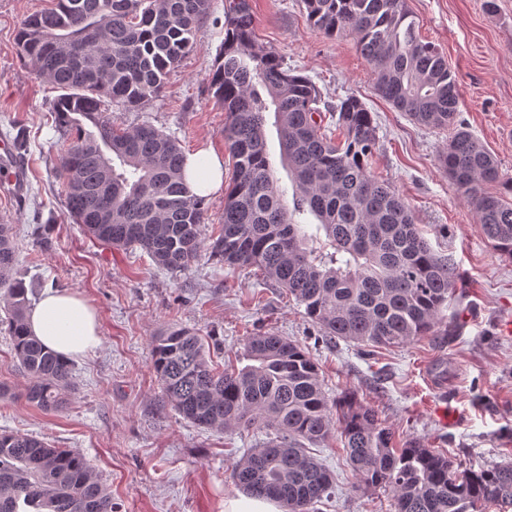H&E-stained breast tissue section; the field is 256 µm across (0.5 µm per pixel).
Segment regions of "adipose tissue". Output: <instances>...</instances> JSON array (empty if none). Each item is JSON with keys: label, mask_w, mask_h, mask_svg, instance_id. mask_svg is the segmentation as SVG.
Masks as SVG:
<instances>
[{"label": "adipose tissue", "mask_w": 512, "mask_h": 512, "mask_svg": "<svg viewBox=\"0 0 512 512\" xmlns=\"http://www.w3.org/2000/svg\"><path fill=\"white\" fill-rule=\"evenodd\" d=\"M186 180L194 193L206 196L224 185V161L207 149L186 158ZM28 328L45 347L72 360L100 343L98 316L82 298L70 291L47 289L28 316Z\"/></svg>", "instance_id": "1"}]
</instances>
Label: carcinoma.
<instances>
[{
	"label": "carcinoma",
	"mask_w": 512,
	"mask_h": 512,
	"mask_svg": "<svg viewBox=\"0 0 512 512\" xmlns=\"http://www.w3.org/2000/svg\"><path fill=\"white\" fill-rule=\"evenodd\" d=\"M309 23L328 37L352 36L373 66L375 89L415 123L450 128L440 169L464 193L494 251L512 258V180L493 155L457 125L456 80L439 50L419 35L406 0H303ZM210 0H54L26 17L16 36L22 58L63 94L56 125L70 135L58 174L68 215L98 242L139 248L160 268L179 272L198 256L205 197L184 175L185 154L163 131L112 124L108 112L159 99L169 74L192 52ZM209 89L224 106V139L235 175L224 197V224L209 250L229 267H257L304 306L328 339L369 347L405 345L428 335L458 273L420 234L409 205L369 172L377 144L372 113L356 96L336 106L343 139L321 131L319 92L259 43L250 0H228L224 43ZM275 113L280 155L293 176L274 180L266 112ZM96 129L89 138L82 120ZM112 183L104 197L100 181ZM502 191H487L489 185ZM311 214L326 242L317 248L297 217ZM12 225L0 224V299L14 361L28 377L26 400L63 407L71 364L27 330V289L13 276ZM242 367L220 371L194 331L172 327L152 349L162 396L203 429L262 428L268 440L230 471L232 482L273 499L286 512H312L333 477L308 446L339 434L364 487H386L394 512H500L512 508V463L463 472L453 462L393 434L374 409L347 391L329 402L315 361L283 336L244 344ZM0 512H115L112 494L80 453L28 434L0 432Z\"/></svg>",
	"instance_id": "1"
}]
</instances>
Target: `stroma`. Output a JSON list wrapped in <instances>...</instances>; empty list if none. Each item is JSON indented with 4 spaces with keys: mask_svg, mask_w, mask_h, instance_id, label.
Returning <instances> with one entry per match:
<instances>
[{
    "mask_svg": "<svg viewBox=\"0 0 512 512\" xmlns=\"http://www.w3.org/2000/svg\"><path fill=\"white\" fill-rule=\"evenodd\" d=\"M47 4L0 0V135L27 130V191L19 201L0 189V221L16 227L15 272L29 301L48 288L77 293L97 312L101 342L73 360L67 406L45 412L25 401L28 379L1 329L0 382L10 394L0 399V430L79 452L106 482L116 512H224L239 493L232 466L264 435L204 430L163 403L152 347L178 326L210 342L218 363L234 359L246 337H288L316 362L328 398L355 392L395 445L415 439L464 468L512 462V336L498 333L499 322L512 318V259L495 253L466 197L438 166L449 131L415 124L384 101L355 40L315 30L302 0H251L258 41L320 89L327 135L338 134L332 110L342 98L366 104L378 128L371 175L397 190L423 236L459 274L432 333L400 347L329 343L303 306L258 268H230L204 249L173 273L142 250L101 245L73 224L56 173L64 138L49 111L59 91L16 45L25 18ZM496 4L490 11L485 0H407L421 38L445 56L456 79L459 120L512 178V0ZM223 42L224 0H211L194 51L168 76L159 100L111 116L126 128L152 125L185 153L212 150L223 157L229 184L227 114L207 90ZM443 405L454 415L451 424L435 413ZM311 453L335 479L333 494L314 512H394L389 489L359 485L339 436Z\"/></svg>",
    "mask_w": 512,
    "mask_h": 512,
    "instance_id": "stroma-1",
    "label": "stroma"
}]
</instances>
